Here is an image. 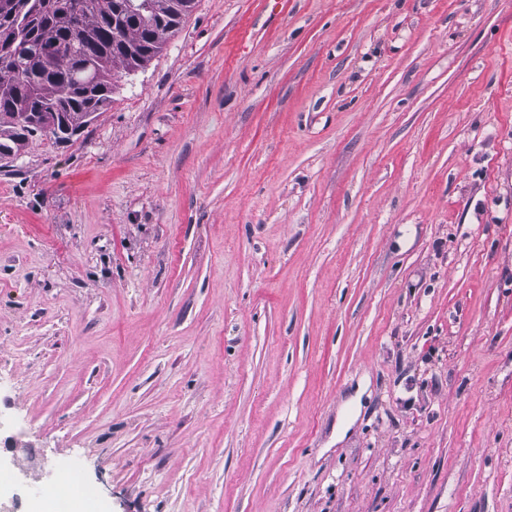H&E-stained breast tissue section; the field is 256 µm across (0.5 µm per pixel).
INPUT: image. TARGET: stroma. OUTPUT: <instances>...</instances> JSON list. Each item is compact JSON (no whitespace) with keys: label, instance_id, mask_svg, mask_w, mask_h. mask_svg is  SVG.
I'll return each instance as SVG.
<instances>
[{"label":"stroma","instance_id":"obj_1","mask_svg":"<svg viewBox=\"0 0 512 512\" xmlns=\"http://www.w3.org/2000/svg\"><path fill=\"white\" fill-rule=\"evenodd\" d=\"M0 414L87 512H512V0H195L0 162Z\"/></svg>","mask_w":512,"mask_h":512}]
</instances>
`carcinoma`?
Returning <instances> with one entry per match:
<instances>
[{
  "label": "carcinoma",
  "mask_w": 512,
  "mask_h": 512,
  "mask_svg": "<svg viewBox=\"0 0 512 512\" xmlns=\"http://www.w3.org/2000/svg\"><path fill=\"white\" fill-rule=\"evenodd\" d=\"M193 4L0 0V150L37 135L68 141L88 127L111 101L112 72L161 52Z\"/></svg>",
  "instance_id": "1"
}]
</instances>
